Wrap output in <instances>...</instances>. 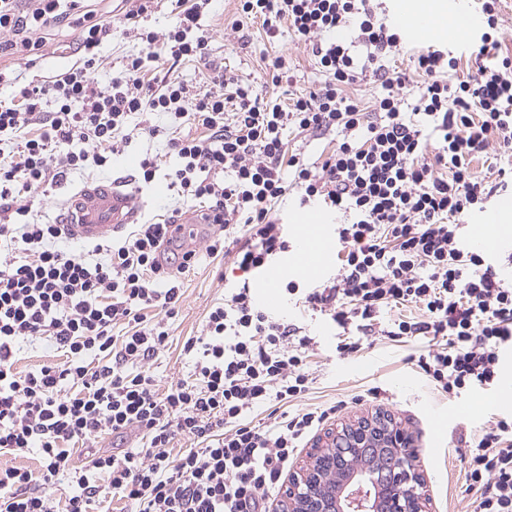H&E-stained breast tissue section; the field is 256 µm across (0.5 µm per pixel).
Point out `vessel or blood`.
Listing matches in <instances>:
<instances>
[{
  "label": "vessel or blood",
  "mask_w": 512,
  "mask_h": 512,
  "mask_svg": "<svg viewBox=\"0 0 512 512\" xmlns=\"http://www.w3.org/2000/svg\"><path fill=\"white\" fill-rule=\"evenodd\" d=\"M391 23L400 28L413 43L424 42L430 35L432 18L410 6V0H394ZM143 203L138 189L130 179H104L84 184L66 202L60 222L65 235L72 240L93 241L111 237L126 225L139 223ZM334 238L307 237L298 246L288 264H274L266 268L260 282L264 304L272 310L283 305L282 282L288 268L309 272L320 271L334 254Z\"/></svg>",
  "instance_id": "vessel-or-blood-1"
}]
</instances>
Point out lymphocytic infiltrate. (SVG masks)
<instances>
[{
	"label": "lymphocytic infiltrate",
	"instance_id": "f902f5d3",
	"mask_svg": "<svg viewBox=\"0 0 512 512\" xmlns=\"http://www.w3.org/2000/svg\"><path fill=\"white\" fill-rule=\"evenodd\" d=\"M16 2L0 0V52L37 54L38 33L70 19L87 57L48 81L14 76L12 97L0 100V454L42 460L37 474L0 468V512H60L45 489L61 481L69 488L61 512H93L103 474L132 512H269V495L297 449L339 409L289 412L312 388L316 341L273 317L250 282L290 249L289 228L272 207L291 189L299 207L317 205L341 219L329 276L311 288L293 280L282 287L341 328L339 355L359 352L373 336L424 340L416 366L435 389L455 397L496 385L512 352V286L502 277L512 253L470 247L461 219L512 182V54L494 35L501 0H482L476 71L453 78L457 57L420 51L414 65L423 80L411 100L406 74L385 64L404 36L373 0H239L243 18L267 33L285 25L312 44L322 79L284 105L230 72L219 75L218 93L175 79L157 89L147 80L154 57L207 59L200 20L210 0H170L177 22L161 36L138 27L152 0H137L123 33L147 51L106 81L95 75L94 50L111 22L84 0H33L23 11ZM344 29L349 37H341ZM369 75L379 85L373 120L345 93ZM157 115L169 128L190 123L210 133L169 141L178 157L169 180L183 196L208 201L219 226L197 232L203 250L186 249L168 224L152 222L77 254L63 247L59 225L25 222L28 198L74 170L106 166L131 118L159 136ZM291 128L336 130V147L309 164L288 155ZM491 150L508 163L489 186L472 163ZM203 252L232 256L243 278L211 307L200 334L184 341L189 376L160 392L152 362L179 314V276ZM395 305L417 313L382 322ZM150 308L159 318L147 317ZM39 341L50 342L60 362L19 372L23 345ZM132 432L141 446L74 467L76 445ZM179 437L192 447L175 457ZM465 446L477 512H512V417Z\"/></svg>",
	"mask_w": 512,
	"mask_h": 512
}]
</instances>
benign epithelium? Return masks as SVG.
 <instances>
[{
	"label": "benign epithelium",
	"instance_id": "7a95c632",
	"mask_svg": "<svg viewBox=\"0 0 512 512\" xmlns=\"http://www.w3.org/2000/svg\"><path fill=\"white\" fill-rule=\"evenodd\" d=\"M354 457L373 469L352 471ZM279 512H426L412 437L381 413L341 425L289 477Z\"/></svg>",
	"mask_w": 512,
	"mask_h": 512
}]
</instances>
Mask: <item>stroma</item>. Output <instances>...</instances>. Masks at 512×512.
I'll list each match as a JSON object with an SVG mask.
<instances>
[{"mask_svg":"<svg viewBox=\"0 0 512 512\" xmlns=\"http://www.w3.org/2000/svg\"><path fill=\"white\" fill-rule=\"evenodd\" d=\"M200 23L210 37L209 65L187 60L175 63L162 57L151 65L156 78H175L206 90L211 88L216 72L226 70L250 79L258 95L274 101L286 100L291 91L312 90L321 78L308 42L286 28L271 37L260 23L241 21L237 0H212ZM41 37V55L30 59L0 55V71L41 81L81 64L78 30L72 21L57 24L42 32ZM142 49L140 42L126 37L121 29H114L97 50L98 78L106 79L119 72L127 57ZM279 55L287 56L293 68L286 87L265 80L266 63ZM148 155L156 157L160 170L142 192L147 202L146 218L160 222L201 210V203L183 197L165 176L176 163L166 136L152 138L142 134L114 154L108 167L87 166L71 173L67 180L48 186L44 195L32 198L30 220L40 224L58 222L67 199L86 181L138 179L140 162ZM223 271V258L214 259L203 253L194 269L183 277L180 313L171 326L167 348L153 365L159 387H166L171 379L189 372L182 344L186 338L199 334L210 308L223 301ZM279 315L304 327L318 342L310 358L315 385L302 399V406L341 402L340 411L327 423L331 429L378 411L388 412L413 437L428 512H474L475 497L466 491L465 451L459 441L481 433L496 418L512 415V360L503 371L502 385L451 397L434 390L409 363L413 344L379 339L356 354L342 356L335 350L336 332L323 316L291 300L285 301Z\"/></svg>","mask_w":512,"mask_h":512,"instance_id":"obj_1","label":"stroma"}]
</instances>
